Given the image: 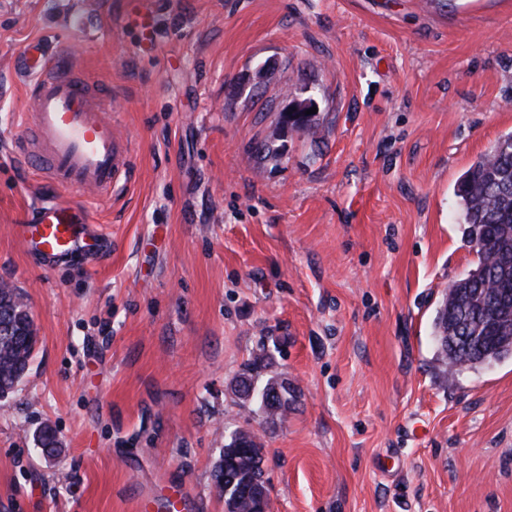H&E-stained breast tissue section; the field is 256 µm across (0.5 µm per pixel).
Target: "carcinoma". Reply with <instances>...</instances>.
I'll list each match as a JSON object with an SVG mask.
<instances>
[{
	"label": "carcinoma",
	"mask_w": 512,
	"mask_h": 512,
	"mask_svg": "<svg viewBox=\"0 0 512 512\" xmlns=\"http://www.w3.org/2000/svg\"><path fill=\"white\" fill-rule=\"evenodd\" d=\"M457 196L461 199L468 225V243L478 258L477 266L448 285V293L434 323V340L440 360L452 377L463 367L483 363L484 355L498 359L512 354V320L498 319L499 301L494 293L512 290V132L481 156L461 177ZM11 289L0 288V398L13 391L31 359L35 339L33 319L16 304ZM475 336L469 347L457 337ZM273 357L264 352L245 365L232 385L242 402L256 405V411L271 423L281 421L287 411L266 406L260 395L248 399L241 385L248 378L262 391L276 383L270 375ZM251 451L241 455L234 441L224 445L214 471L216 486L224 494L226 512H252L256 498H269L264 480V448L256 436L244 433Z\"/></svg>",
	"instance_id": "cac0c4a2"
}]
</instances>
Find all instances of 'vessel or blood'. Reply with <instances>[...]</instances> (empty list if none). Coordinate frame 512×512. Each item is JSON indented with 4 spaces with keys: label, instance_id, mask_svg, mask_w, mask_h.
Here are the masks:
<instances>
[{
    "label": "vessel or blood",
    "instance_id": "vessel-or-blood-1",
    "mask_svg": "<svg viewBox=\"0 0 512 512\" xmlns=\"http://www.w3.org/2000/svg\"><path fill=\"white\" fill-rule=\"evenodd\" d=\"M19 70L31 82L20 148L38 176L95 201H110L113 182L128 172L131 144L117 132L108 92L73 71L64 49L40 54ZM13 232L48 267L75 252L97 260L107 251L80 201L38 206L32 222L14 225Z\"/></svg>",
    "mask_w": 512,
    "mask_h": 512
}]
</instances>
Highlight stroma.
<instances>
[{
    "instance_id": "1",
    "label": "stroma",
    "mask_w": 512,
    "mask_h": 512,
    "mask_svg": "<svg viewBox=\"0 0 512 512\" xmlns=\"http://www.w3.org/2000/svg\"><path fill=\"white\" fill-rule=\"evenodd\" d=\"M35 40L136 146L100 262L46 270L13 235L68 196L15 153ZM511 132L512 0H0V282L37 336L0 399V512H224L246 426L270 512H512V356L450 380L432 334L477 264L457 183ZM263 349L298 390L273 428L230 388Z\"/></svg>"
}]
</instances>
